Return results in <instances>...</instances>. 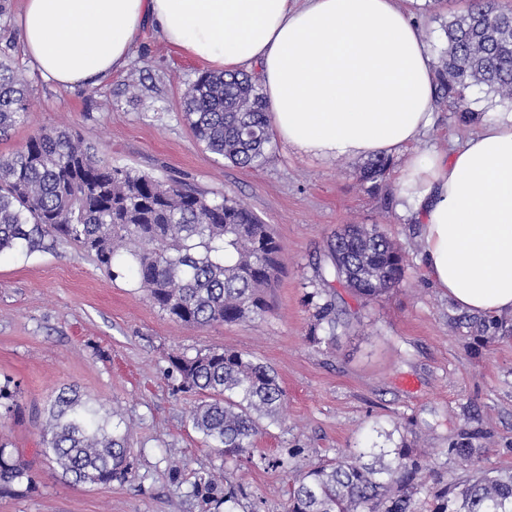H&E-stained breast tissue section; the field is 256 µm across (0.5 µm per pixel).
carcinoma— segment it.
Listing matches in <instances>:
<instances>
[{"label": "carcinoma", "instance_id": "cac0c4a2", "mask_svg": "<svg viewBox=\"0 0 512 512\" xmlns=\"http://www.w3.org/2000/svg\"><path fill=\"white\" fill-rule=\"evenodd\" d=\"M447 48L432 65L434 103L448 106L463 124L478 111L468 92L484 87L501 104L512 102V11L496 0H468L466 10L444 24ZM25 81L0 52V136L25 122ZM184 118L196 139L231 163L258 168L273 150V132L257 84L245 74H202L184 100ZM390 159L370 158L356 178L379 188ZM69 241L94 255L117 277L135 271L137 286L170 319L196 327L255 320L270 309L267 292L282 272V247L268 225L235 199L208 198L181 184H166L135 170L104 163L69 130L45 128L0 159V252H32ZM328 278L369 302L402 281L404 255L383 231L347 224L328 240ZM314 306L309 340L332 348L346 325L326 288L310 293ZM488 344L512 327L504 318L463 311L451 317ZM170 363L182 385L203 395L190 422L224 461L254 462L262 423L277 424L284 391L277 374L247 351L207 348L181 353ZM0 408L17 413V392L0 385ZM474 429L445 449L469 472L458 481L429 467L406 439L318 463L300 472L289 489L288 512H512V472L490 475L478 467L483 449ZM302 453L288 448L272 468L288 470ZM39 454L75 484L99 486L131 473L125 435L101 408L82 402L70 388L56 396L40 432ZM31 481L30 465L0 444V493ZM216 482L201 476L195 496L219 502Z\"/></svg>", "mask_w": 512, "mask_h": 512}]
</instances>
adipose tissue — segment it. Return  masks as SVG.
Masks as SVG:
<instances>
[{
	"instance_id": "1",
	"label": "adipose tissue",
	"mask_w": 512,
	"mask_h": 512,
	"mask_svg": "<svg viewBox=\"0 0 512 512\" xmlns=\"http://www.w3.org/2000/svg\"><path fill=\"white\" fill-rule=\"evenodd\" d=\"M227 73L258 67L276 137L317 157L393 155L432 126L429 51L397 0H24L25 54L59 86L124 68L146 24ZM431 283L458 308L512 311V112L399 176Z\"/></svg>"
}]
</instances>
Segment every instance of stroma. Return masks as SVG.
<instances>
[{"label": "stroma", "mask_w": 512, "mask_h": 512, "mask_svg": "<svg viewBox=\"0 0 512 512\" xmlns=\"http://www.w3.org/2000/svg\"><path fill=\"white\" fill-rule=\"evenodd\" d=\"M431 57L446 46L442 27L466 0H399ZM21 0H0V49L28 84L24 124L0 138V157L35 133L66 127L100 158L207 196L248 206L279 240L283 271L264 318L197 328L154 307L132 274L114 278L78 246L57 242L31 254L0 253V384L11 382L22 419L0 416V443L31 464L32 482L0 494V512H206L193 487L203 474L227 476L242 494L233 512H285L292 471L361 447L373 432L407 438L433 467L456 474L443 455L457 434L481 428V466L512 471V336L482 345L450 321L451 302L433 288L421 261L416 221L398 207L397 177L408 155L392 157L376 192L359 185L353 160L318 158L276 142L258 168L234 165L199 143L185 123L184 98L204 64L148 27L129 64L94 85L46 80L23 53ZM455 113L436 108L421 148L447 152L469 135ZM347 224L377 226L405 257L402 282L365 303L337 288L349 322L334 347L308 339V295L322 287L328 237ZM204 348L253 353L278 374L282 424L263 430L258 453L297 448L291 471L234 465L204 446L189 415L199 403L169 357ZM103 406L128 427L129 478L76 486L38 456L46 410L60 388Z\"/></svg>", "instance_id": "stroma-1"}]
</instances>
